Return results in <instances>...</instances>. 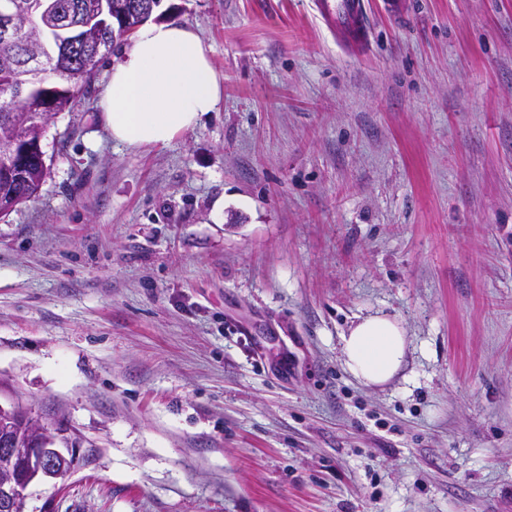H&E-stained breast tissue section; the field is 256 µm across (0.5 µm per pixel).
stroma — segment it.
<instances>
[{
	"instance_id": "35a3bbf8",
	"label": "stroma",
	"mask_w": 512,
	"mask_h": 512,
	"mask_svg": "<svg viewBox=\"0 0 512 512\" xmlns=\"http://www.w3.org/2000/svg\"><path fill=\"white\" fill-rule=\"evenodd\" d=\"M161 0L218 111L109 139L117 39L0 216V403L97 453L26 512H512V0ZM407 334L377 387L343 337ZM318 16L349 51L361 47L368 37L364 0H315ZM406 336L402 323L386 313L377 312L354 322L343 337L348 371L367 387L388 383L403 364Z\"/></svg>"
}]
</instances>
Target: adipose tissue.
<instances>
[{"label": "adipose tissue", "mask_w": 512, "mask_h": 512, "mask_svg": "<svg viewBox=\"0 0 512 512\" xmlns=\"http://www.w3.org/2000/svg\"><path fill=\"white\" fill-rule=\"evenodd\" d=\"M223 97L197 31L186 23L149 20L112 67L101 119L113 142L151 149L193 130ZM406 346L402 323L382 312L354 322L343 337L346 367L367 387L384 385L398 373Z\"/></svg>", "instance_id": "ef3b65f1"}]
</instances>
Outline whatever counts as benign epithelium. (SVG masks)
<instances>
[{
  "label": "benign epithelium",
  "instance_id": "1",
  "mask_svg": "<svg viewBox=\"0 0 512 512\" xmlns=\"http://www.w3.org/2000/svg\"><path fill=\"white\" fill-rule=\"evenodd\" d=\"M147 11L149 5L145 3L142 10L131 14L126 9L114 11L110 0H83L81 22L59 23L56 21V4L53 0H5L0 4V42H12L19 17L38 15L55 32L60 54L66 55L79 46L99 52L103 49L102 35L108 30L106 16L116 18L121 29L129 30L133 17H143ZM26 48L25 70L19 73L16 88L22 94L40 93L44 102L42 110L51 119L62 111L59 96L68 89V85L45 86V43L36 41L26 45ZM12 155L19 165L25 164L33 155L44 158L39 141L15 144ZM24 421L33 428L30 447L21 452L15 448H0V512H24L28 488L37 482L63 481L84 464L79 459L77 439L51 432L28 412L24 414Z\"/></svg>",
  "mask_w": 512,
  "mask_h": 512
}]
</instances>
